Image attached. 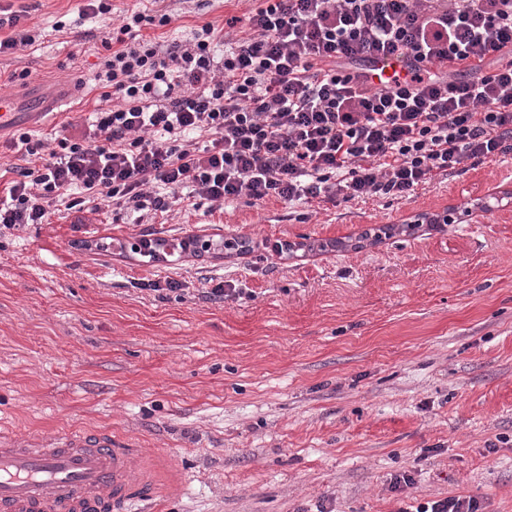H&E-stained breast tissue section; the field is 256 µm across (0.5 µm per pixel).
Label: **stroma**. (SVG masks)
I'll list each match as a JSON object with an SVG mask.
<instances>
[{
  "mask_svg": "<svg viewBox=\"0 0 512 512\" xmlns=\"http://www.w3.org/2000/svg\"><path fill=\"white\" fill-rule=\"evenodd\" d=\"M138 5L88 18L82 0H0L35 37L0 57V98L79 82L32 129L89 127L101 41ZM159 7L174 21L145 35L165 45L253 2ZM21 70L27 84L10 82ZM511 187L507 158L402 199L64 210L1 231L0 433L112 429L165 452L133 512H398L449 496L512 512V207L347 245ZM196 236L211 249L183 250ZM142 238L157 256L132 250ZM168 278L182 290L146 287ZM219 284L228 295L211 296ZM403 474L413 485L394 489Z\"/></svg>",
  "mask_w": 512,
  "mask_h": 512,
  "instance_id": "35a3bbf8",
  "label": "stroma"
}]
</instances>
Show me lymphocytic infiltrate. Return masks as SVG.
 I'll use <instances>...</instances> for the list:
<instances>
[{"mask_svg": "<svg viewBox=\"0 0 512 512\" xmlns=\"http://www.w3.org/2000/svg\"><path fill=\"white\" fill-rule=\"evenodd\" d=\"M148 7L102 41L103 100L92 132L55 147L22 132L35 157L0 200V229L41 224L87 202L113 213L271 199L405 198L468 160L512 156V0H258L224 27L163 45ZM244 25L229 41L224 31ZM404 60L375 86L354 66ZM476 59L474 80L442 65Z\"/></svg>", "mask_w": 512, "mask_h": 512, "instance_id": "f902f5d3", "label": "lymphocytic infiltrate"}]
</instances>
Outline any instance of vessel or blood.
I'll return each mask as SVG.
<instances>
[{
  "instance_id": "vessel-or-blood-1",
  "label": "vessel or blood",
  "mask_w": 512,
  "mask_h": 512,
  "mask_svg": "<svg viewBox=\"0 0 512 512\" xmlns=\"http://www.w3.org/2000/svg\"><path fill=\"white\" fill-rule=\"evenodd\" d=\"M18 112L0 102V131L41 116L46 102L29 97ZM161 458L145 462L131 440L109 430H70L49 439L0 440V512H126L152 495Z\"/></svg>"
}]
</instances>
